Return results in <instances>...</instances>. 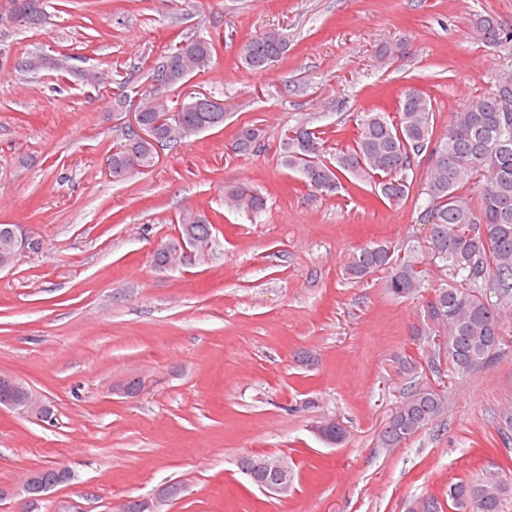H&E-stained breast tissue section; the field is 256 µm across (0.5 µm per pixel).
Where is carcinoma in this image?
Listing matches in <instances>:
<instances>
[{"instance_id":"1","label":"carcinoma","mask_w":512,"mask_h":512,"mask_svg":"<svg viewBox=\"0 0 512 512\" xmlns=\"http://www.w3.org/2000/svg\"><path fill=\"white\" fill-rule=\"evenodd\" d=\"M14 24L38 28L47 21L44 0H13ZM472 35L489 48L512 47V22L499 17H478ZM291 41L283 28L266 29L242 48L243 64L264 72L288 55ZM215 47L201 36L185 37L168 49L152 68L151 80H163L167 88L181 87L194 74L210 68ZM68 72L67 58L36 53L20 63L26 72ZM181 103L183 120L163 128L157 145L133 144L131 133L112 148V169L125 177L127 147L133 146L141 163L148 165L156 146L176 143L198 132L224 124V113L208 112ZM431 98L416 86L400 94L396 113L372 111L358 125L353 147L327 156L324 131L306 123L285 129L279 141L281 163L298 172L306 186L317 193H332L341 177L368 184L390 202L409 197L420 180L416 205L420 220L429 226L425 247L410 246L403 255H387L392 246L380 242L360 249L346 268L351 280L376 272L386 273V285L395 296L409 298L420 292L429 259L444 275L437 300L430 304L432 327L416 336H439L452 372H478L499 356L505 336L503 318L512 314V71L496 76L490 92L475 96L453 113L443 133L434 131ZM262 129L241 126L235 137L238 153L259 145ZM227 207L257 214L265 198L247 184L224 190ZM179 233L195 236L199 257L212 251L213 222L188 210L180 218ZM496 301H490V295ZM440 391L413 385L398 406L395 417L381 433L384 446L398 447L435 420L444 410ZM268 455H246L238 467L246 478L260 473L259 463ZM512 499V481L500 478L448 484V503L456 512H504Z\"/></svg>"}]
</instances>
